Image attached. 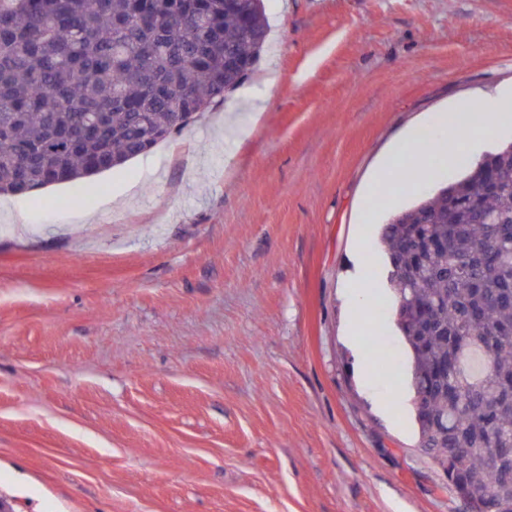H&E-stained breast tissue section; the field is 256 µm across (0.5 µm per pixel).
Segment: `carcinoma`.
<instances>
[{
    "label": "carcinoma",
    "instance_id": "1",
    "mask_svg": "<svg viewBox=\"0 0 512 512\" xmlns=\"http://www.w3.org/2000/svg\"><path fill=\"white\" fill-rule=\"evenodd\" d=\"M266 39L263 0H0V194L151 152L253 72ZM461 170L381 239L420 447L466 512H512V143Z\"/></svg>",
    "mask_w": 512,
    "mask_h": 512
}]
</instances>
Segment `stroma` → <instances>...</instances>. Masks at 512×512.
<instances>
[{"mask_svg":"<svg viewBox=\"0 0 512 512\" xmlns=\"http://www.w3.org/2000/svg\"><path fill=\"white\" fill-rule=\"evenodd\" d=\"M254 74L154 151L0 196V498L13 512H463L344 292L402 136L512 89V0H265Z\"/></svg>","mask_w":512,"mask_h":512,"instance_id":"stroma-1","label":"stroma"}]
</instances>
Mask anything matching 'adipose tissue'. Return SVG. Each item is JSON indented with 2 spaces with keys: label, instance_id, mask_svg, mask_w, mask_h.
<instances>
[{
  "label": "adipose tissue",
  "instance_id": "1",
  "mask_svg": "<svg viewBox=\"0 0 512 512\" xmlns=\"http://www.w3.org/2000/svg\"><path fill=\"white\" fill-rule=\"evenodd\" d=\"M512 128V91L501 94L489 113L467 111L458 103L438 113L426 128L403 139L373 171L370 194L391 203L416 192L442 173L457 169L464 149H475L494 130Z\"/></svg>",
  "mask_w": 512,
  "mask_h": 512
}]
</instances>
